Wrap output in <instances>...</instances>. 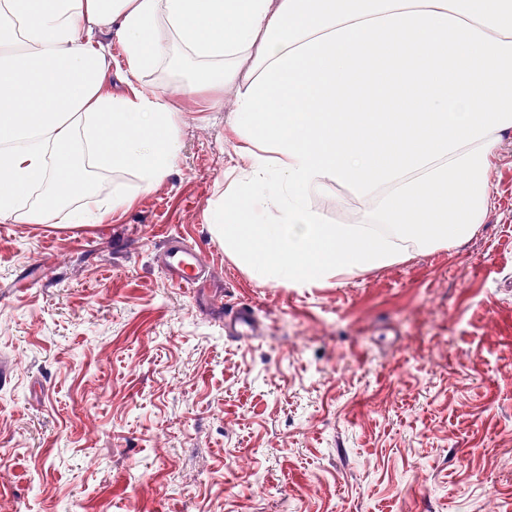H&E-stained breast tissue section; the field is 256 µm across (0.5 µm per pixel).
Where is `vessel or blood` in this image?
Returning <instances> with one entry per match:
<instances>
[{
  "mask_svg": "<svg viewBox=\"0 0 512 512\" xmlns=\"http://www.w3.org/2000/svg\"><path fill=\"white\" fill-rule=\"evenodd\" d=\"M156 260L169 281L191 291L203 288L212 271L210 263L201 261L197 246L182 236H164ZM215 301L224 307L226 340L242 344L263 335L265 325L251 301L237 297L226 299L220 295Z\"/></svg>",
  "mask_w": 512,
  "mask_h": 512,
  "instance_id": "vessel-or-blood-1",
  "label": "vessel or blood"
}]
</instances>
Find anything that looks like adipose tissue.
I'll return each mask as SVG.
<instances>
[{
  "label": "adipose tissue",
  "instance_id": "ef3b65f1",
  "mask_svg": "<svg viewBox=\"0 0 512 512\" xmlns=\"http://www.w3.org/2000/svg\"><path fill=\"white\" fill-rule=\"evenodd\" d=\"M175 63L187 71L166 89L147 81ZM204 90L242 143L208 221L254 280L318 284L446 250L493 204L512 0H0V222L124 210L122 172L163 181L175 102ZM336 185L372 210L331 223L312 201ZM257 206L267 223H249Z\"/></svg>",
  "mask_w": 512,
  "mask_h": 512
}]
</instances>
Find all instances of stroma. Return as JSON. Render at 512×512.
I'll return each mask as SVG.
<instances>
[{
  "instance_id": "1",
  "label": "stroma",
  "mask_w": 512,
  "mask_h": 512,
  "mask_svg": "<svg viewBox=\"0 0 512 512\" xmlns=\"http://www.w3.org/2000/svg\"><path fill=\"white\" fill-rule=\"evenodd\" d=\"M210 97L123 211L0 222V512H512V135L453 249L309 288L223 260L269 327L233 345L153 261L163 233L221 247L239 141Z\"/></svg>"
}]
</instances>
